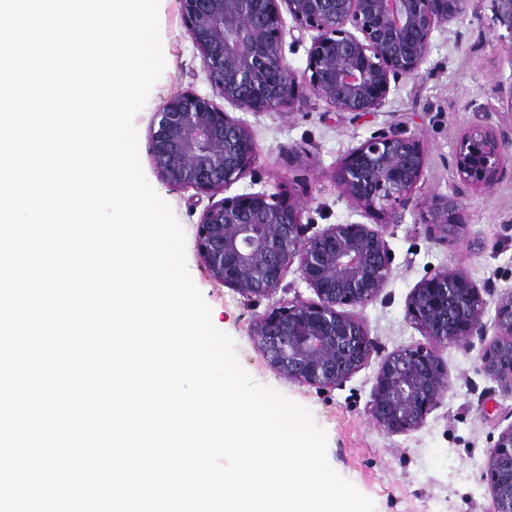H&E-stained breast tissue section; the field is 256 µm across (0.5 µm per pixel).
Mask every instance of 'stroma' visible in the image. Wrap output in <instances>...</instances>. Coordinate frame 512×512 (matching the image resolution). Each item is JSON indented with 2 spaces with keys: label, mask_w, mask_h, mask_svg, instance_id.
Wrapping results in <instances>:
<instances>
[{
  "label": "stroma",
  "mask_w": 512,
  "mask_h": 512,
  "mask_svg": "<svg viewBox=\"0 0 512 512\" xmlns=\"http://www.w3.org/2000/svg\"><path fill=\"white\" fill-rule=\"evenodd\" d=\"M491 14V4L484 0L480 17L468 18L463 26L462 39L434 32L421 76L401 83L380 112L360 121L329 114L311 102L289 116L246 114L257 157L250 173L229 186L227 195L253 190L283 194L319 228L361 221V214L339 197L331 170L352 147L393 119L403 121L420 139L426 192H455L457 179L448 161L457 132L477 112L489 114L494 123L512 124V114L500 108L496 97L498 80L512 78V42L493 34ZM158 16L165 66L134 118L139 157L148 182L184 231L187 267L211 309L213 325L233 339L241 365L257 384L310 409L326 433L331 467L373 501L375 512H493L481 468L505 426L503 414L512 412V396L482 371L480 344L442 347L449 389L424 426L405 434L388 433L366 412L377 362L331 390L285 380L267 365L249 335L251 311L234 290L215 282L198 258L195 225L207 198L194 202L170 190L151 167L147 138L158 107L187 89L211 92L186 31L180 0H159ZM422 220L421 210L412 207L403 223L387 227L392 274L380 297L360 311L371 337L385 352L421 342L406 304L414 286L435 268L462 269L477 285L499 291L512 288L511 171H504L490 191L470 195L464 240L434 245L423 234Z\"/></svg>",
  "instance_id": "stroma-1"
}]
</instances>
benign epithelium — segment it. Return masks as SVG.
<instances>
[{
  "label": "benign epithelium",
  "instance_id": "7a95c632",
  "mask_svg": "<svg viewBox=\"0 0 512 512\" xmlns=\"http://www.w3.org/2000/svg\"><path fill=\"white\" fill-rule=\"evenodd\" d=\"M211 94L185 90L154 112L147 151L156 177L171 189L209 202L195 225V247L209 275L253 309L250 336L282 378L335 388L379 354L365 321L345 308L374 301L391 276L385 229L415 204L436 245L460 240L472 193L492 188L512 166V128L488 119L458 132L451 165L458 189L417 196L425 157L417 134L398 123L361 141L339 159L332 179L339 197L381 224H328L310 232L302 209L265 190L217 198L246 176L257 147L246 120L217 105L221 98L253 115L314 100L355 122L380 111L392 89L421 75L433 32L481 14L483 0H180ZM293 25L284 27L279 4ZM492 29L512 41V0H491ZM314 31L306 66L283 53L285 34ZM315 298H276L291 268ZM494 306L491 322L484 321ZM407 316L427 342L381 356L367 413L389 433L419 430L448 391L440 348L483 341L484 373L512 394V289L480 288L459 269L441 266L407 301ZM482 478L494 512H512V422L486 454Z\"/></svg>",
  "mask_w": 512,
  "mask_h": 512
}]
</instances>
